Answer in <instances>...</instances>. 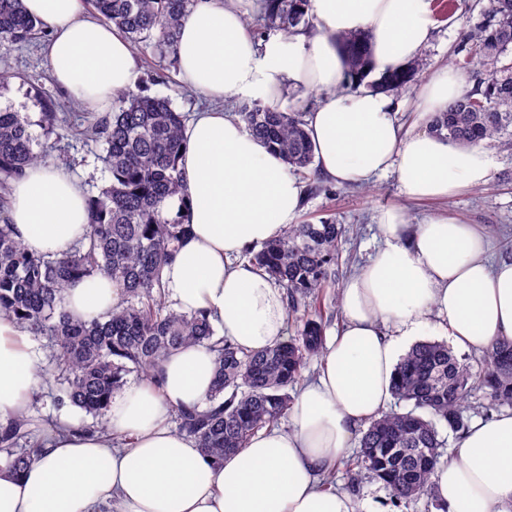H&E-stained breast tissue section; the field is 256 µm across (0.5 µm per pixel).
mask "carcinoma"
<instances>
[{
  "instance_id": "cac0c4a2",
  "label": "carcinoma",
  "mask_w": 512,
  "mask_h": 512,
  "mask_svg": "<svg viewBox=\"0 0 512 512\" xmlns=\"http://www.w3.org/2000/svg\"><path fill=\"white\" fill-rule=\"evenodd\" d=\"M105 23L125 34L151 61L175 63L179 30L193 0H88ZM254 31L283 35L309 26V0H260ZM49 26L31 17L22 0H0V38L29 47L48 36ZM337 41L354 85L394 93L414 79L412 61L401 71L370 78L371 34L341 35ZM471 90L435 114L430 131L458 146L492 141L512 149V0H487L465 34ZM39 126L47 138L34 150L27 116L0 109V315L13 319L48 349L43 382L55 388L54 404L84 413L70 427L76 435L109 433L112 397L131 375L158 382L161 365L173 351L202 345L216 354L215 376L205 406L177 404L171 412L178 431L215 459L247 446L259 430L293 408L289 390L305 380L309 361L322 354L333 315L339 279L338 245L345 228L332 221L290 224L278 239L246 253L249 263L276 279L285 292L288 314L299 319L296 334L272 348L245 352L215 336L202 315L175 310L165 297L162 270L176 255L187 225L164 215L165 201L184 205L177 160L181 128L188 116L168 96L118 91L110 112H60L50 97L39 98ZM235 112L246 129L278 151L287 167L307 180V191L332 192L314 167L315 151L306 133V113L283 112L262 100L243 102ZM101 143L112 184L89 195L86 237L62 257L36 254L16 238L7 222L12 183L71 138ZM104 275L112 280L117 303L107 319L78 321L63 306L62 293L77 278ZM393 396L411 405L390 411L361 432L359 452L346 463L347 489L363 474L386 489L395 507L425 498L436 503L431 476L445 446L439 425L456 434L469 428L465 404L482 400L490 411L512 407V341L482 351L479 364L458 359L445 342L420 341L396 367ZM58 425L48 415L9 416L0 421V455L14 474L22 473Z\"/></svg>"
}]
</instances>
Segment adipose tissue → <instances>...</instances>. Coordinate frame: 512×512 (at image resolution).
I'll return each mask as SVG.
<instances>
[{
    "instance_id": "1",
    "label": "adipose tissue",
    "mask_w": 512,
    "mask_h": 512,
    "mask_svg": "<svg viewBox=\"0 0 512 512\" xmlns=\"http://www.w3.org/2000/svg\"><path fill=\"white\" fill-rule=\"evenodd\" d=\"M241 3L195 0L180 29L179 79L213 106L182 128L189 232L164 281L175 310L205 313L218 335L255 351L284 339L287 310L278 282L241 256L294 223L304 189L279 154L222 109L225 99L321 93L307 132L318 170L339 185L366 186L392 171L407 198L444 199L484 187L494 159L428 129L461 94L452 69L434 72L417 94L413 131L398 122L392 96L343 87L337 35L370 31L374 73L395 71L427 45L432 0H310V28L261 41ZM23 4L53 32L45 55L57 84L89 110L109 111L114 91L136 87L130 43L89 18L85 0ZM8 215L29 249L55 257L84 238L90 218L82 186L43 165L13 182ZM378 224L383 244L344 283L342 327L324 345L317 379L299 393L290 430H261L220 461L174 430L171 406L203 402L214 377L213 352L185 346L164 360L160 389L133 383L114 396L109 425L131 445L54 435L22 475L0 469V512H357L352 497L324 490L321 478L335 471L353 430L386 410L406 343L430 327L464 350L512 341V261L489 263L481 231L442 216L411 224L396 210ZM63 298L81 321L106 317L117 301L102 275L71 283ZM39 363L28 333L0 316V418L26 411ZM432 482L446 512H512V412L472 424Z\"/></svg>"
}]
</instances>
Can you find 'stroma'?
Returning a JSON list of instances; mask_svg holds the SVG:
<instances>
[{
	"label": "stroma",
	"mask_w": 512,
	"mask_h": 512,
	"mask_svg": "<svg viewBox=\"0 0 512 512\" xmlns=\"http://www.w3.org/2000/svg\"><path fill=\"white\" fill-rule=\"evenodd\" d=\"M484 4L485 0H456L454 9L445 13L434 11L432 38L423 49L416 78L409 90L394 95L401 106L402 120L411 119L416 93L431 74L439 68L455 66V52L462 33L477 21ZM4 68L16 71L17 77L0 91L1 107L37 118L40 107L36 94L40 91L51 94L60 104H67L68 95L52 79L43 51L33 52L0 38V69ZM180 89L181 84L175 79L165 85L157 83L152 68L142 66L138 92L170 96L175 108L188 114L207 106L208 99L203 93L197 91L184 96ZM102 153V146L77 142L68 151H52L46 163L64 168L80 181L85 191L96 193L111 182ZM492 154L496 165L488 185L483 188L465 190L448 199L413 201L401 193L395 174L390 173L367 187L339 186L331 196L304 197L297 221L316 224L329 219L345 225L347 233L341 250L358 265L381 246L375 218L386 209L402 210L412 224L422 223L435 214L458 218L488 232L495 257H512V153L496 148Z\"/></svg>",
	"instance_id": "35a3bbf8"
}]
</instances>
